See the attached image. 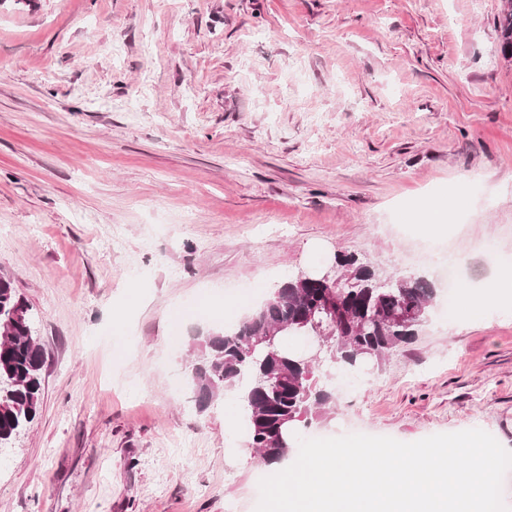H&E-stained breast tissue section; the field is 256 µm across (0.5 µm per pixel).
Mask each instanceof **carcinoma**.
I'll use <instances>...</instances> for the list:
<instances>
[{
  "label": "carcinoma",
  "mask_w": 512,
  "mask_h": 512,
  "mask_svg": "<svg viewBox=\"0 0 512 512\" xmlns=\"http://www.w3.org/2000/svg\"><path fill=\"white\" fill-rule=\"evenodd\" d=\"M501 52L512 59V4L503 5L497 24ZM336 268L351 279L333 289L304 275L288 278L239 324L212 331L199 343L188 374L199 410L207 409L242 380L243 422L250 447L269 464L290 449L300 424L335 402L319 383L315 365L271 344L275 327L297 335H332L323 339L329 366H353L367 358L384 359L411 343L436 297L424 276L396 279L380 286L382 275L352 253L336 254ZM44 351L35 335L34 315L10 279L0 276V446L31 424L40 409Z\"/></svg>",
  "instance_id": "obj_1"
}]
</instances>
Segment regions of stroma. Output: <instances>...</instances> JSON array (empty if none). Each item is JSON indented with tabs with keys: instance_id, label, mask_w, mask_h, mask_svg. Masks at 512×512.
Returning <instances> with one entry per match:
<instances>
[{
	"instance_id": "35a3bbf8",
	"label": "stroma",
	"mask_w": 512,
	"mask_h": 512,
	"mask_svg": "<svg viewBox=\"0 0 512 512\" xmlns=\"http://www.w3.org/2000/svg\"><path fill=\"white\" fill-rule=\"evenodd\" d=\"M502 5L0 0V275L45 353L0 512H256L279 465L239 438L235 393L201 411L186 381L220 305L247 316L339 251L436 281L439 249L473 284L485 245L512 255ZM329 386L302 437L479 428L512 451V299L433 306ZM426 222L418 224L417 229L428 241H433L448 222L447 199L435 200L426 207Z\"/></svg>"
}]
</instances>
